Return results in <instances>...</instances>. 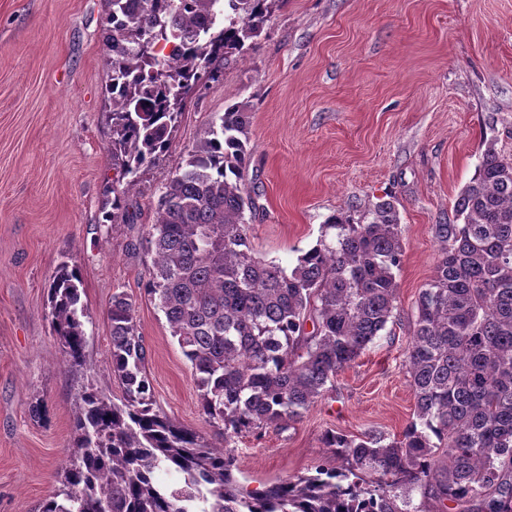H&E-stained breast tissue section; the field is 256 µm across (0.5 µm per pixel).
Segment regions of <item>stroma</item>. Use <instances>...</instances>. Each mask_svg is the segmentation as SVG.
Here are the masks:
<instances>
[{
	"label": "stroma",
	"mask_w": 512,
	"mask_h": 512,
	"mask_svg": "<svg viewBox=\"0 0 512 512\" xmlns=\"http://www.w3.org/2000/svg\"><path fill=\"white\" fill-rule=\"evenodd\" d=\"M107 0H0V512H38L61 487L84 387L112 401L107 309L136 304L153 399L210 443L229 445L255 490L342 467L326 432L396 437L413 418L406 350L416 301L439 256L435 227L487 146L512 155V0H274L254 50L218 61L188 99L172 150L147 171L130 224L112 208ZM252 112L246 176L257 206L252 247L296 264L331 215L367 223L395 198L405 254L394 320L331 390L284 431L225 442L204 419L189 362L145 286L138 243L170 173L227 104ZM77 265L86 363L67 368L51 331L48 287Z\"/></svg>",
	"instance_id": "stroma-1"
}]
</instances>
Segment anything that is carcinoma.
I'll list each match as a JSON object with an SVG mask.
<instances>
[{"label": "carcinoma", "mask_w": 512, "mask_h": 512, "mask_svg": "<svg viewBox=\"0 0 512 512\" xmlns=\"http://www.w3.org/2000/svg\"><path fill=\"white\" fill-rule=\"evenodd\" d=\"M112 104V223L140 173L173 145L186 99L219 58L252 49L272 0H107ZM168 53H162V50ZM251 112L236 102L211 121L163 186L143 245L145 291L190 362L205 421L230 443L297 421L393 318L404 253L394 200L366 224L333 215L292 266L255 256L245 213ZM457 223L435 225L440 259L419 294L405 367L415 416L392 440L328 432L346 466L247 491L234 453L154 409L135 302L112 294L115 404L83 390L65 489L40 512H512V156L488 146L457 195ZM81 278L63 263L49 284L51 325L66 366L85 364ZM183 475L170 489L155 477Z\"/></svg>", "instance_id": "carcinoma-1"}]
</instances>
